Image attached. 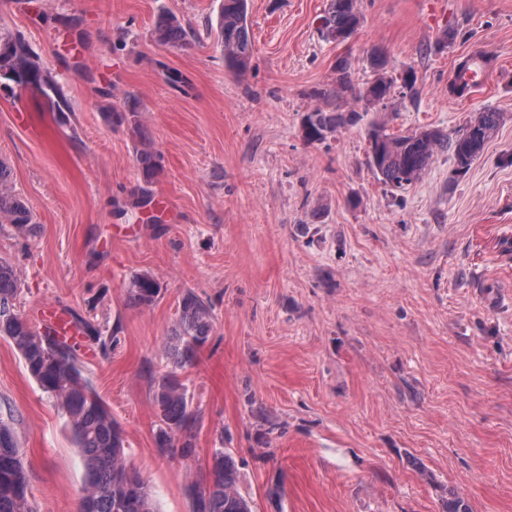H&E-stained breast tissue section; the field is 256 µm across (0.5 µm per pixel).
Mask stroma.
Returning <instances> with one entry per match:
<instances>
[{
    "label": "stroma",
    "mask_w": 512,
    "mask_h": 512,
    "mask_svg": "<svg viewBox=\"0 0 512 512\" xmlns=\"http://www.w3.org/2000/svg\"><path fill=\"white\" fill-rule=\"evenodd\" d=\"M221 4L0 0V28L25 36L70 105L62 124L40 98L0 89V157L39 226L0 225L18 311L34 322L48 306L98 329L79 340L83 375L157 512H191L188 486L216 448L238 461L255 512H444L455 494L470 512H512V0H362L343 44L319 32L328 0H248L241 76L218 43ZM163 11L192 31L183 46L155 42ZM375 48L388 77L414 69L413 91L394 87L383 107L342 95L358 124L305 143L302 118L335 87L337 59L361 88ZM479 50L493 56L487 82L450 95L457 63ZM128 97L139 128L112 126L105 107ZM484 111L500 124L468 170L439 153L396 195L368 163L371 125L454 135ZM143 137L161 155L154 222L134 206ZM141 273L162 286L149 307L127 302ZM189 290L214 328L181 374L200 408L184 459L155 445L152 392ZM0 414L35 512H77L71 429L2 338Z\"/></svg>",
    "instance_id": "obj_1"
}]
</instances>
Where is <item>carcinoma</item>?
Returning a JSON list of instances; mask_svg holds the SVG:
<instances>
[{
    "mask_svg": "<svg viewBox=\"0 0 512 512\" xmlns=\"http://www.w3.org/2000/svg\"><path fill=\"white\" fill-rule=\"evenodd\" d=\"M362 14L359 0H330L322 17L320 32L328 41L354 35ZM218 39L225 65L237 74L250 67L254 43L247 23V0H223L217 20ZM154 34L159 45L178 47L190 33L173 15L157 16ZM370 65L376 79L360 89L351 83L349 61L336 62V88L319 92L325 99L336 91L373 102L390 97L393 81L386 79L385 56L371 53ZM0 80L11 91H32L41 95L52 112L68 106L62 87L43 67L20 32L0 30ZM138 107L129 98L112 106V124L136 123ZM356 111L339 112L316 106L304 115L302 136L309 144L322 143L346 126L358 123ZM499 124V113L480 112L464 132L452 136L437 128H423L412 134L387 133L375 126L367 137L374 139L368 160L383 183L395 190L418 181L440 150L449 151L462 168L471 166ZM136 163L142 181L141 207L151 203L150 185L161 171V156L155 148L136 149ZM0 218L25 234L36 232L34 214L14 188L11 170L0 160ZM19 280L13 265L0 259V337L7 338L17 351L25 370L40 390L67 418L73 443L85 465V486L79 512H156L148 484L126 458L125 439L103 401L90 389L77 364L73 347L39 330L15 305ZM161 292L160 283L149 274L134 276L127 288L133 306L152 305ZM210 306L192 291L182 295L178 318L164 347L167 370L154 382L153 404L160 421L156 446L163 454L188 458L195 453L193 427L198 418L194 396L180 374L194 366L213 332ZM12 417L0 416V512H34L29 500V484ZM192 512H253L249 499L239 490V467L235 457L216 448L212 452L207 482L190 486Z\"/></svg>",
    "mask_w": 512,
    "mask_h": 512,
    "instance_id": "1",
    "label": "carcinoma"
}]
</instances>
